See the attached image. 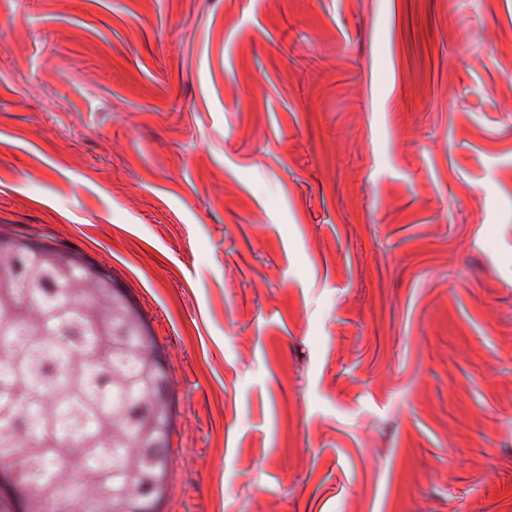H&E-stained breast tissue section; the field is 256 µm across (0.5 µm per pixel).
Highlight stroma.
I'll return each mask as SVG.
<instances>
[{"instance_id":"1","label":"stroma","mask_w":512,"mask_h":512,"mask_svg":"<svg viewBox=\"0 0 512 512\" xmlns=\"http://www.w3.org/2000/svg\"><path fill=\"white\" fill-rule=\"evenodd\" d=\"M512 0H0V232L119 277L163 512H512Z\"/></svg>"}]
</instances>
